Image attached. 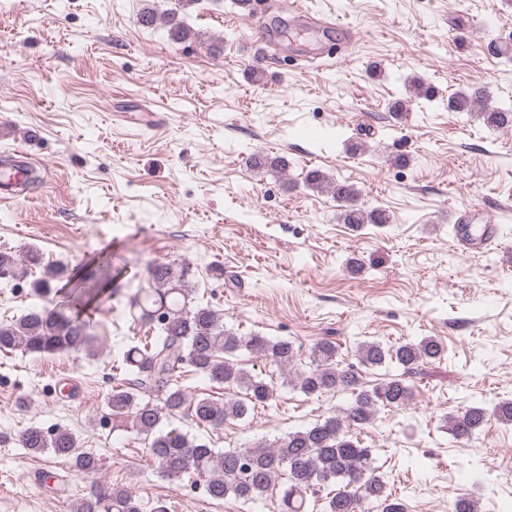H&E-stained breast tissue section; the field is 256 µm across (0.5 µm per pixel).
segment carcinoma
<instances>
[{
    "mask_svg": "<svg viewBox=\"0 0 512 512\" xmlns=\"http://www.w3.org/2000/svg\"><path fill=\"white\" fill-rule=\"evenodd\" d=\"M196 0H176L178 10L167 13L171 39H187L190 29L178 19V11ZM481 107L487 126L493 130L512 128V104L488 107L486 88L475 84L466 93L448 101L456 112ZM309 189H327L341 211L343 222L357 228L365 224H388L383 209L366 210L360 194L348 181H331L318 169L307 172ZM41 264L37 251L20 255L0 250V275L24 279L28 269ZM63 267L48 268L32 287L48 296L57 292L53 282L65 275ZM112 256L101 258L96 274L84 280L83 293L103 292L111 279ZM155 288L138 296L134 306L139 320L155 332L152 341L134 345L123 352L128 373L136 377L132 387L120 385L108 394L107 405L119 420L131 418L137 434L143 437L149 454L164 479L174 480L193 472L203 478L205 495L212 500L232 497L243 503L268 500L274 479L287 476L270 512H312L317 500L308 498L321 487L335 486L324 498V512H373L375 504L383 512H403L402 505L389 502L387 485L379 474L377 449L369 448L357 432L374 424L385 409H401L412 397L406 376L425 364L439 362L448 349L438 338L426 336L414 342L388 345L377 340L363 341L356 347L355 361L339 360L336 342L322 340L309 353V366L292 380L293 389L307 397H320L331 391H348L351 400L332 416L292 431L271 443L258 441L244 448L220 453L208 443L178 428H165V422L191 408L197 426L216 428L226 422L244 420L258 408L270 406L278 398L274 381L252 374L236 362L245 349L280 370L293 369L299 357L295 344L284 338L258 334L238 336L224 329L213 309L193 304L196 285L184 263L158 262L148 267ZM89 324L60 310L42 306L19 317L0 322V351L21 349L31 354L59 351L91 353L97 337ZM191 367L211 381L235 390L222 402L208 397L188 400L179 384L184 369ZM385 370L384 377L369 383L363 370ZM162 393V405L146 400L141 388ZM495 421L512 425V399H501L492 406L473 402L445 418L448 434L457 444H466ZM19 440L33 453L49 452L71 467L88 474L100 470L99 458L79 449L78 439L67 428L45 430L26 428ZM145 504L129 490L99 483L78 502L76 512H144ZM449 512H478L476 500L468 494L455 496Z\"/></svg>",
    "mask_w": 512,
    "mask_h": 512,
    "instance_id": "obj_1",
    "label": "carcinoma"
}]
</instances>
